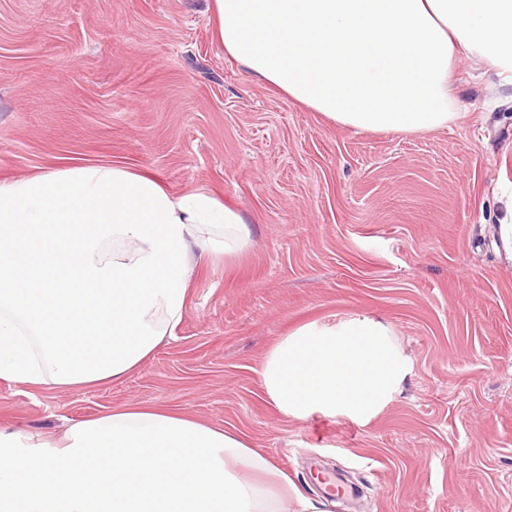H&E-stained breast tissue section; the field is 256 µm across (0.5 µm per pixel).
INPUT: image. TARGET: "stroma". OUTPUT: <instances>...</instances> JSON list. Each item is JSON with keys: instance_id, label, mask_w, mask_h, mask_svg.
<instances>
[{"instance_id": "1", "label": "stroma", "mask_w": 512, "mask_h": 512, "mask_svg": "<svg viewBox=\"0 0 512 512\" xmlns=\"http://www.w3.org/2000/svg\"><path fill=\"white\" fill-rule=\"evenodd\" d=\"M211 0H0V180L110 163L240 209L247 250L194 265L186 313L118 381L0 378V428L60 437L140 403L240 432L331 512H512V86L461 59L457 118L337 126L225 55ZM368 312L412 371L369 424L285 417L260 370L309 321Z\"/></svg>"}]
</instances>
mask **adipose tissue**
<instances>
[{
    "mask_svg": "<svg viewBox=\"0 0 512 512\" xmlns=\"http://www.w3.org/2000/svg\"><path fill=\"white\" fill-rule=\"evenodd\" d=\"M230 59L357 132L447 128L468 55L512 85V0H213ZM250 243L206 188L175 195L117 165L0 182V378L80 389L117 380L174 335L189 261ZM410 371L392 328L360 313L309 322L261 369L285 416L366 425ZM287 473L233 431L132 406L68 427L63 445L0 430V512H283Z\"/></svg>",
    "mask_w": 512,
    "mask_h": 512,
    "instance_id": "ef3b65f1",
    "label": "adipose tissue"
}]
</instances>
